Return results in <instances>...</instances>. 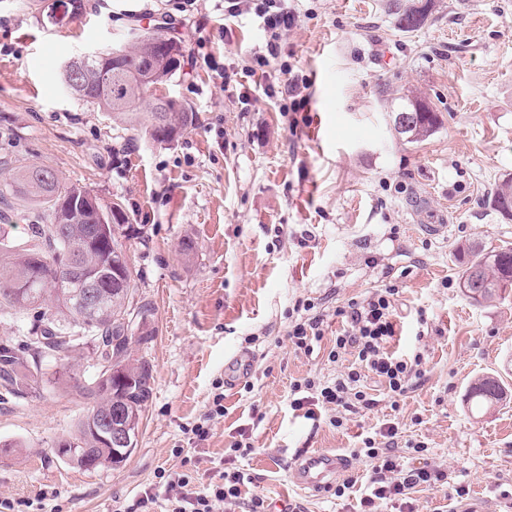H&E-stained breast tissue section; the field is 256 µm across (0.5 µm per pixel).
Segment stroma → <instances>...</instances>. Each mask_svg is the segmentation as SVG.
<instances>
[{"instance_id":"stroma-1","label":"stroma","mask_w":512,"mask_h":512,"mask_svg":"<svg viewBox=\"0 0 512 512\" xmlns=\"http://www.w3.org/2000/svg\"><path fill=\"white\" fill-rule=\"evenodd\" d=\"M51 0H0V181L30 166L55 170L103 204L122 205L142 237L124 240L134 301L148 305L151 343L133 345L153 366V399L130 458L85 470L59 458L87 405L44 386L36 399L0 403V498L51 495L58 512H125L162 473L190 466L199 487L221 470L240 435L268 512H349L333 489L290 481L295 457L350 459L362 493L372 475L356 456L364 437L394 423L397 454L428 461L445 484L415 492L417 512H512V399L472 415L479 376L512 387V292L490 304L464 293L469 240L512 247V217L491 193L512 175V0H435L427 22L401 31L392 0H290L294 27L254 76L221 86L209 55L237 71L265 44L250 16L224 0H83L70 24H48ZM180 43V71L163 93L196 121L153 142L73 96L69 60L105 53L130 31ZM295 81L298 97L282 91ZM420 94L439 118L419 143L395 132L401 97ZM426 224L445 230L428 235ZM193 249L183 253L181 242ZM397 288L403 332L395 348L422 353V377L393 398L366 374L375 408L330 425L292 410L291 386L330 381L347 360L328 354L350 300ZM313 303L324 337L307 355L288 342L299 303ZM235 385H225L226 376ZM223 381L224 414L205 418ZM422 453H415V446ZM468 493L455 497L454 489Z\"/></svg>"}]
</instances>
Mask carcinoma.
<instances>
[{
  "instance_id": "1",
  "label": "carcinoma",
  "mask_w": 512,
  "mask_h": 512,
  "mask_svg": "<svg viewBox=\"0 0 512 512\" xmlns=\"http://www.w3.org/2000/svg\"><path fill=\"white\" fill-rule=\"evenodd\" d=\"M434 8V0H411L395 4L397 23L407 32L422 27ZM81 9L80 0H53L49 22L62 25ZM181 48L159 32L136 34L129 50L120 58L97 57L79 72L66 71L64 83L80 99L98 105L130 129L142 130L154 142H169L193 124L194 113L169 98L162 102L150 92L153 85L172 79L181 68ZM112 71V85L100 88L102 67ZM148 103V109L140 108ZM400 110L411 114L405 125L394 124L395 131L411 142L432 135L439 124L436 112L419 95L402 98ZM164 139H159V136ZM87 190L64 183L50 168L33 166L18 172L0 187V196L24 195L49 212L50 223L33 224L25 237L18 238L0 230V307L32 311L36 314L27 330L25 343L32 360L22 358L15 347L0 345V386L21 397L40 395L41 385L52 383L69 394L88 401V414L79 421L77 432L57 441L56 447L71 449V462L87 455L100 467L121 464L112 457V449L99 437L95 417L112 408L119 411L120 424L139 431L153 394V367L144 358L131 353L134 342L147 344L155 330L147 327L149 309L133 304L130 258L118 241V232L133 237L140 234L127 223L124 212L110 214L112 240H89L92 225L99 222L96 211L83 207ZM494 207L512 216V177H504L495 187ZM469 254L464 273L479 272L486 288H471L469 298L488 303L512 289V249L485 251L478 242L462 247ZM94 283L103 300L97 318L86 320L77 291ZM142 321L139 336L132 333L133 318ZM89 348L112 357L123 367L122 375L112 376V384L96 383L67 362L52 373L43 371L47 358L71 357ZM509 396V389L495 376L478 379L470 387V409L481 412Z\"/></svg>"
}]
</instances>
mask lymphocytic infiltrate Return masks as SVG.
I'll list each match as a JSON object with an SVG mask.
<instances>
[{"instance_id":"obj_1","label":"lymphocytic infiltrate","mask_w":512,"mask_h":512,"mask_svg":"<svg viewBox=\"0 0 512 512\" xmlns=\"http://www.w3.org/2000/svg\"><path fill=\"white\" fill-rule=\"evenodd\" d=\"M229 12L255 14L267 35L265 50L257 54L259 66H266L270 56L276 55L278 41L290 30L295 21L287 0H229ZM396 290L386 287L372 293L362 301L340 308L339 316L346 318L348 331L337 336L330 351L332 359L350 353L355 364L332 383L319 384L306 378L292 386V410L304 411L307 418H315L316 407L334 410V426H342V412L356 408L372 409L376 401L359 388L364 373L382 378L390 393L403 394L416 368L420 356L408 357L391 351L390 343L397 334L394 296ZM376 438L365 437L363 454L373 462V475L356 503L355 512H382L384 505H399L401 512H411V496L416 488L433 487L444 478L443 471L424 464L408 467L394 449L380 448ZM252 477L239 468L221 471L215 481L204 489H196L191 471L167 475L163 494L144 492L134 501L130 512H224L225 508H240L241 512H266L265 500L260 495L243 499L242 486L251 483Z\"/></svg>"}]
</instances>
